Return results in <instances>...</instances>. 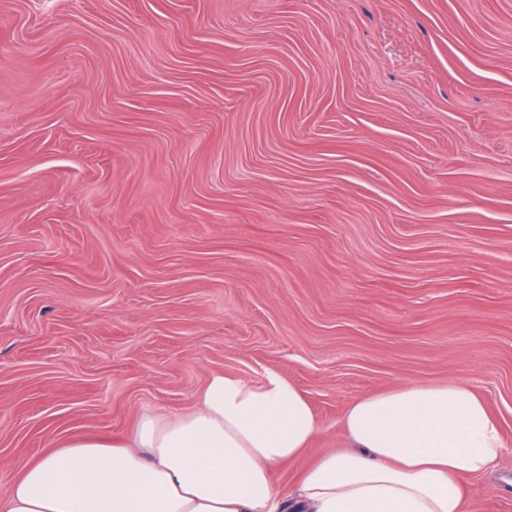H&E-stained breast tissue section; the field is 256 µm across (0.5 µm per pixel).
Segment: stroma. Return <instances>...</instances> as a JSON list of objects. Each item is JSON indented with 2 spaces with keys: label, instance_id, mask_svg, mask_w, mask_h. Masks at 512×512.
I'll list each match as a JSON object with an SVG mask.
<instances>
[{
  "label": "stroma",
  "instance_id": "1",
  "mask_svg": "<svg viewBox=\"0 0 512 512\" xmlns=\"http://www.w3.org/2000/svg\"><path fill=\"white\" fill-rule=\"evenodd\" d=\"M275 370L319 433L471 385L512 512V0H0V495Z\"/></svg>",
  "mask_w": 512,
  "mask_h": 512
}]
</instances>
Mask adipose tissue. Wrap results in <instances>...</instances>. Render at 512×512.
<instances>
[{
  "mask_svg": "<svg viewBox=\"0 0 512 512\" xmlns=\"http://www.w3.org/2000/svg\"><path fill=\"white\" fill-rule=\"evenodd\" d=\"M345 440L282 496L279 467L318 431L311 403L276 371L214 373L181 414H144L112 444L75 438L26 462L0 512H469L464 480L506 446L460 381L402 384L348 403Z\"/></svg>",
  "mask_w": 512,
  "mask_h": 512,
  "instance_id": "ef3b65f1",
  "label": "adipose tissue"
}]
</instances>
